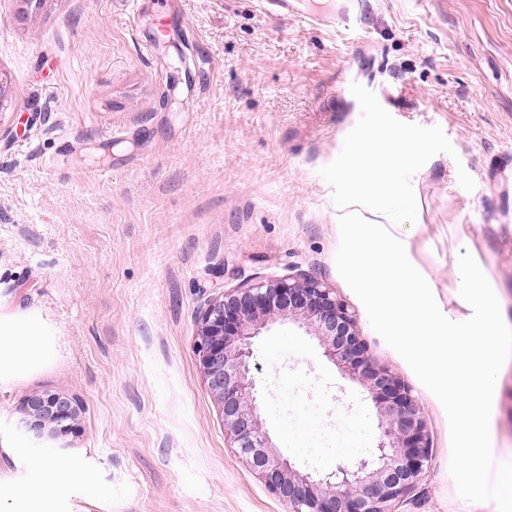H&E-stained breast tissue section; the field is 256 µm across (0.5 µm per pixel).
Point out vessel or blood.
Segmentation results:
<instances>
[{"label": "vessel or blood", "instance_id": "vessel-or-blood-1", "mask_svg": "<svg viewBox=\"0 0 512 512\" xmlns=\"http://www.w3.org/2000/svg\"><path fill=\"white\" fill-rule=\"evenodd\" d=\"M260 6L267 14L325 28L363 21L369 13L366 0H338L334 7L316 5L315 0H260Z\"/></svg>", "mask_w": 512, "mask_h": 512}]
</instances>
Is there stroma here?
<instances>
[{
  "label": "stroma",
  "mask_w": 512,
  "mask_h": 512,
  "mask_svg": "<svg viewBox=\"0 0 512 512\" xmlns=\"http://www.w3.org/2000/svg\"><path fill=\"white\" fill-rule=\"evenodd\" d=\"M0 0V314L36 316L53 356L0 384V512L51 451L16 427L23 401L77 397L75 470L55 512H288L224 431L195 351L225 291L312 278L356 319L374 361L421 403L432 461L399 512H466L446 413L372 329L340 276V209L321 168L372 91L398 121L441 127L453 154L412 178L414 224H387L449 320L470 252L512 326V0H370L334 30L265 16L258 0ZM473 178L466 191L458 169ZM263 432L302 472L377 445L366 389L317 336L279 321L254 338ZM495 462H512V359L497 377Z\"/></svg>",
  "instance_id": "obj_1"
}]
</instances>
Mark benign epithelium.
<instances>
[{
  "label": "benign epithelium",
  "instance_id": "1",
  "mask_svg": "<svg viewBox=\"0 0 512 512\" xmlns=\"http://www.w3.org/2000/svg\"><path fill=\"white\" fill-rule=\"evenodd\" d=\"M12 106V78L0 70V113ZM281 318L313 330L325 356L365 387L379 413L372 457L315 478L272 453L260 430L251 339ZM196 354L222 405L231 444L288 512H395L424 477L432 450L418 400L401 379L373 362L354 315L321 282L288 278L225 292L201 316ZM79 409L74 396L35 393L24 400L17 428L59 442L60 454L68 449Z\"/></svg>",
  "mask_w": 512,
  "mask_h": 512
}]
</instances>
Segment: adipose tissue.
Wrapping results in <instances>:
<instances>
[{"label":"adipose tissue","mask_w":512,"mask_h":512,"mask_svg":"<svg viewBox=\"0 0 512 512\" xmlns=\"http://www.w3.org/2000/svg\"><path fill=\"white\" fill-rule=\"evenodd\" d=\"M49 340L40 322L0 315V383L32 372L48 360ZM28 482L15 489V512H48L47 486L63 482L73 466L45 455L28 463Z\"/></svg>","instance_id":"adipose-tissue-1"}]
</instances>
